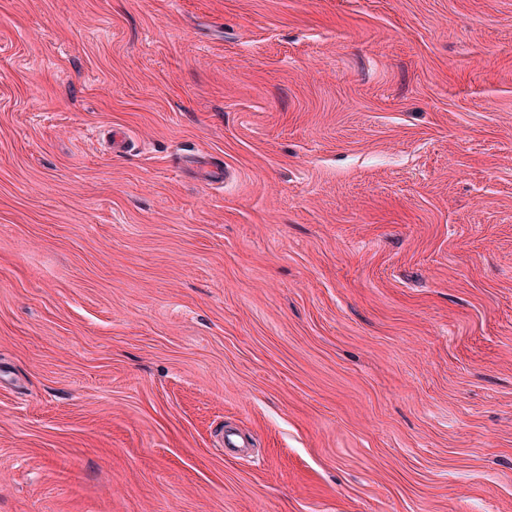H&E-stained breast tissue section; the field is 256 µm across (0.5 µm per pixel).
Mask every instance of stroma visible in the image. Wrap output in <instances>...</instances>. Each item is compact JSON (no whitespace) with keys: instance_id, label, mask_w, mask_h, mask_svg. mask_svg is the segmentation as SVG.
Returning <instances> with one entry per match:
<instances>
[{"instance_id":"1","label":"stroma","mask_w":512,"mask_h":512,"mask_svg":"<svg viewBox=\"0 0 512 512\" xmlns=\"http://www.w3.org/2000/svg\"><path fill=\"white\" fill-rule=\"evenodd\" d=\"M0 512H512V0H0Z\"/></svg>"}]
</instances>
